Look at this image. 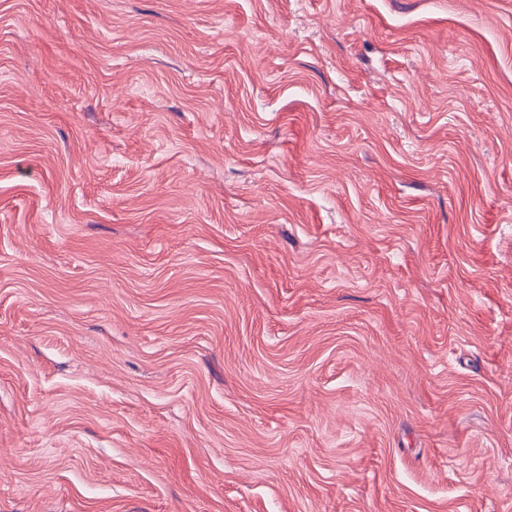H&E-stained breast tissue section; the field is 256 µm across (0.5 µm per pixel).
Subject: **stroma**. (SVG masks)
Masks as SVG:
<instances>
[{"instance_id": "obj_1", "label": "stroma", "mask_w": 512, "mask_h": 512, "mask_svg": "<svg viewBox=\"0 0 512 512\" xmlns=\"http://www.w3.org/2000/svg\"><path fill=\"white\" fill-rule=\"evenodd\" d=\"M0 512H512V0H0Z\"/></svg>"}]
</instances>
